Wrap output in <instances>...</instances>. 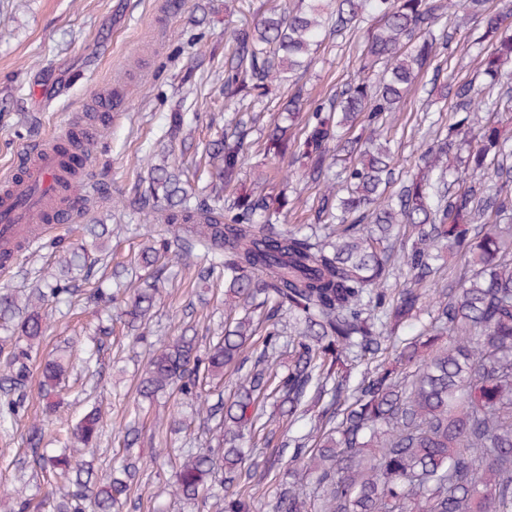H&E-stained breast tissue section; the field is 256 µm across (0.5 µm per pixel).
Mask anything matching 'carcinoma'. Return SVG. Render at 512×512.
Here are the masks:
<instances>
[{
    "instance_id": "obj_1",
    "label": "carcinoma",
    "mask_w": 512,
    "mask_h": 512,
    "mask_svg": "<svg viewBox=\"0 0 512 512\" xmlns=\"http://www.w3.org/2000/svg\"><path fill=\"white\" fill-rule=\"evenodd\" d=\"M294 11L271 14L232 33L224 55V96L241 106L266 97L277 81L311 62L327 36L343 37L367 16L377 20L359 56V77L304 111L295 85L279 98L282 121L266 127V157L300 165V178L322 186L311 223L285 231L288 182L265 175L254 186L240 178L258 115L238 111L204 154L213 189L195 201L182 174L152 166L138 210L165 234L148 239L137 265L147 270L132 293L92 288L87 296L50 282L46 272L30 295H0V321L19 319L20 340L0 338V424L18 417L27 397L30 361L44 339L46 308L85 299L124 304L129 323L147 325L156 303L158 270L173 252L199 281H224V305L244 315L200 353L186 332L153 351L139 384L151 400L171 390L200 402L215 444L184 448L173 494L187 501L214 497L224 512H254L258 473L285 465L272 512H512V243L497 231L512 224V9L468 0L488 82L450 76L444 67L453 33L444 19L452 0H298ZM427 78L450 98L456 122L426 144L418 177L397 180L387 132L397 106ZM360 127V133L345 137ZM477 130L476 145L468 139ZM493 171L499 185L484 180ZM396 189L385 195L387 187ZM81 247L63 249L67 269L102 260ZM464 261L442 286L439 254ZM404 276L402 283L390 280ZM259 310L263 321L254 322ZM300 324L283 340L282 316ZM428 316L411 339L402 331ZM288 350L287 370L276 360ZM240 373L233 394L210 397L224 369ZM365 370L350 385L354 368ZM69 361H45L37 393L52 407ZM331 395L302 438L270 427L292 420L311 401ZM104 413L94 406L66 427L63 442L94 448ZM248 437L249 459L236 441ZM45 431L28 429L25 468L49 485L41 501L20 500L18 512H116L140 481L127 458L102 477L92 463L51 455ZM277 449L273 459L262 452ZM321 490V503L304 481Z\"/></svg>"
}]
</instances>
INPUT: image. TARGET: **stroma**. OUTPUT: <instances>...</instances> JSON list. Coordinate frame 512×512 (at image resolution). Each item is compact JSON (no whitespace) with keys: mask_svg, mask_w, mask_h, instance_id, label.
Instances as JSON below:
<instances>
[{"mask_svg":"<svg viewBox=\"0 0 512 512\" xmlns=\"http://www.w3.org/2000/svg\"><path fill=\"white\" fill-rule=\"evenodd\" d=\"M297 0H252L250 11L239 12L237 0H188L174 15L167 0H0V175L14 158L41 138L76 120L86 119L95 99L114 89L115 76L126 109L97 137L90 167L102 193L92 199L80 220L81 228L67 233L58 227L22 254L10 274L0 275V294L22 295L43 270L52 267L62 246L92 247L88 229L106 225L108 258L95 267L91 279L111 280L146 242L141 216L128 207L147 188L142 177L148 164L162 161L159 141L169 113L182 112L183 141L173 162L193 167L205 143L231 118L235 105L224 97V47L232 30L259 14L294 8ZM458 26L448 52L450 72L480 78V60L490 43L474 44L473 19L464 15L465 0H456ZM365 21L352 35L326 39L314 54L300 82L311 98L357 75L358 55L373 28ZM427 93H411L397 114L391 147L400 172L415 171L422 152L414 128L425 108ZM286 174L298 198L285 225L304 224L317 193L298 176L297 166L250 152L241 177L253 182L258 172ZM162 293L157 298L146 340L133 344L125 319L112 318V334L105 340L95 376L87 378L88 392L98 395L106 416L104 433L95 450L98 468L120 465L126 453L138 457L141 484L135 505L122 512H218L216 505L190 504L174 496L170 482L175 448L207 447L210 435L194 406L178 396L158 394L141 400L137 385L149 346L177 336L196 324L200 335L211 337L224 328L223 283L191 279L187 270L170 262L160 273ZM97 322V307L88 302L61 307L48 319L46 339L34 354L41 363L49 354L86 342ZM41 412L37 395H29L18 426L0 428V512H17V500L39 501L47 489L21 463L27 454L23 435ZM135 424L138 440L127 445V424Z\"/></svg>","mask_w":512,"mask_h":512,"instance_id":"35a3bbf8","label":"stroma"}]
</instances>
